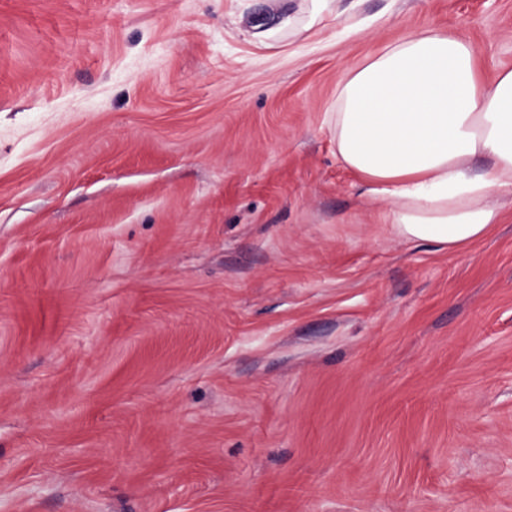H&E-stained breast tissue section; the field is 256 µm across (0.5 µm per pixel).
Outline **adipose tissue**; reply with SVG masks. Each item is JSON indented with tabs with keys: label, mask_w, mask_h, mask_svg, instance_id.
Instances as JSON below:
<instances>
[{
	"label": "adipose tissue",
	"mask_w": 512,
	"mask_h": 512,
	"mask_svg": "<svg viewBox=\"0 0 512 512\" xmlns=\"http://www.w3.org/2000/svg\"><path fill=\"white\" fill-rule=\"evenodd\" d=\"M336 153L402 238L458 250L500 223L512 192V70L484 76L474 45L427 30L384 47L338 93Z\"/></svg>",
	"instance_id": "1"
}]
</instances>
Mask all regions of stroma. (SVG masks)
Instances as JSON below:
<instances>
[{"label":"stroma","instance_id":"stroma-1","mask_svg":"<svg viewBox=\"0 0 512 512\" xmlns=\"http://www.w3.org/2000/svg\"><path fill=\"white\" fill-rule=\"evenodd\" d=\"M306 22L0 0V512H512V194L408 241L333 141L411 34L512 69V0Z\"/></svg>","mask_w":512,"mask_h":512}]
</instances>
